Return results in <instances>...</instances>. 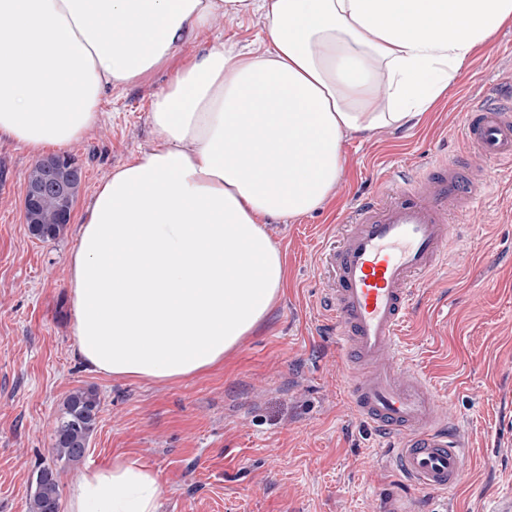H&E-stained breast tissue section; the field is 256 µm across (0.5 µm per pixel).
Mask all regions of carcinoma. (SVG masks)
<instances>
[{
    "mask_svg": "<svg viewBox=\"0 0 512 512\" xmlns=\"http://www.w3.org/2000/svg\"><path fill=\"white\" fill-rule=\"evenodd\" d=\"M67 207L63 195L45 197L37 212V223L28 225L30 232L43 239L55 240L60 237L66 225L60 218ZM100 411V399L95 388L79 387L66 398L54 430L51 454L57 461L78 462L83 450L88 448L94 433ZM60 485L55 469L47 465L40 469L29 500V512H60Z\"/></svg>",
    "mask_w": 512,
    "mask_h": 512,
    "instance_id": "cac0c4a2",
    "label": "carcinoma"
}]
</instances>
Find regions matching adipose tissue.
<instances>
[{
    "label": "adipose tissue",
    "mask_w": 512,
    "mask_h": 512,
    "mask_svg": "<svg viewBox=\"0 0 512 512\" xmlns=\"http://www.w3.org/2000/svg\"><path fill=\"white\" fill-rule=\"evenodd\" d=\"M265 11L262 46H179L216 14ZM512 22V0H0V138L39 155L87 138L115 87L173 67L157 144L87 199L68 261L77 354L96 372L210 370L275 305L284 257L264 230L326 202L346 135L429 111ZM264 157L254 165L252 156ZM157 474L85 470L66 512H157Z\"/></svg>",
    "instance_id": "1"
}]
</instances>
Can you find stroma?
I'll return each mask as SVG.
<instances>
[{
  "mask_svg": "<svg viewBox=\"0 0 512 512\" xmlns=\"http://www.w3.org/2000/svg\"><path fill=\"white\" fill-rule=\"evenodd\" d=\"M266 25L261 10L218 15L207 36L183 42L178 54L200 55L217 38L246 53ZM509 73L512 25L476 51L429 112L345 136L343 174L326 204L267 221L287 268L269 316L225 353L223 367L172 380L112 377L78 358L67 285L75 229L49 241L30 236L22 198L35 159L1 138L0 512H28L36 473L52 461L63 403L88 386L100 395L99 421L84 458L58 466L65 495L83 471L123 456L157 474L158 512H386L393 496L417 512H490L512 491V181H494L485 207L466 217L445 258L415 286L401 336L404 367L425 377L442 417L459 424L470 445L451 494L408 482L387 455L393 440L354 414L357 366L320 301L316 259L383 175L457 158L468 171L493 172L460 130L471 104L491 97ZM171 77L161 69L109 91L96 130L68 148L83 172L74 221L111 170L156 145L150 103Z\"/></svg>",
  "mask_w": 512,
  "mask_h": 512,
  "instance_id": "35a3bbf8",
  "label": "stroma"
}]
</instances>
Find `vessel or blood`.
I'll use <instances>...</instances> for the list:
<instances>
[{
    "mask_svg": "<svg viewBox=\"0 0 512 512\" xmlns=\"http://www.w3.org/2000/svg\"><path fill=\"white\" fill-rule=\"evenodd\" d=\"M463 140L501 171L512 170V89L501 88L470 109ZM491 185L487 174L437 164L361 201L340 240L329 241L320 254L336 332L348 359L364 368L352 386L354 409L377 432L399 435L395 463L425 490L456 486L467 445L461 430L442 420L425 382L402 367L397 337L414 280L432 273L461 218L482 203Z\"/></svg>",
    "mask_w": 512,
    "mask_h": 512,
    "instance_id": "1",
    "label": "vessel or blood"
}]
</instances>
